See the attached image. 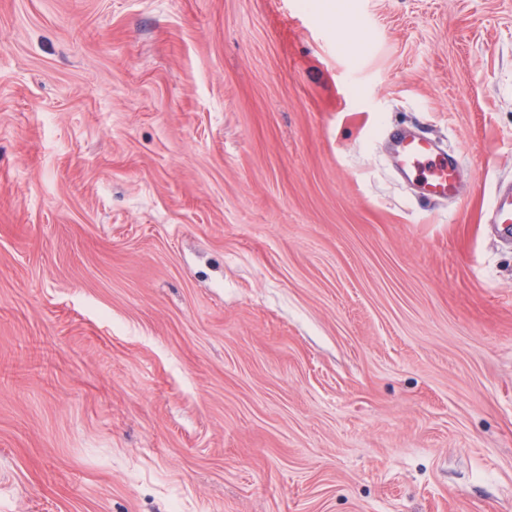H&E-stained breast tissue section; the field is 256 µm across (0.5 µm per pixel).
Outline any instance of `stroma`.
<instances>
[{
	"label": "stroma",
	"instance_id": "obj_1",
	"mask_svg": "<svg viewBox=\"0 0 512 512\" xmlns=\"http://www.w3.org/2000/svg\"><path fill=\"white\" fill-rule=\"evenodd\" d=\"M503 182L512 0H0V512H512ZM397 169L416 181L428 200L460 198L459 161L454 153L439 150L433 140L413 129H397L389 135ZM490 222L502 226L503 230L512 234V187L501 186L496 190L492 202Z\"/></svg>",
	"mask_w": 512,
	"mask_h": 512
}]
</instances>
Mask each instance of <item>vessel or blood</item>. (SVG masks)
<instances>
[{"mask_svg": "<svg viewBox=\"0 0 512 512\" xmlns=\"http://www.w3.org/2000/svg\"><path fill=\"white\" fill-rule=\"evenodd\" d=\"M390 151L397 169L416 181L422 197H459V161L456 154L439 150L433 140L413 129H397L389 135ZM491 223L512 234V187H499L492 202Z\"/></svg>", "mask_w": 512, "mask_h": 512, "instance_id": "obj_1", "label": "vessel or blood"}]
</instances>
